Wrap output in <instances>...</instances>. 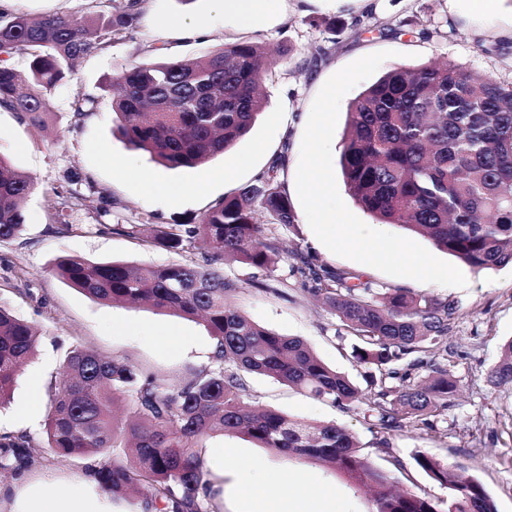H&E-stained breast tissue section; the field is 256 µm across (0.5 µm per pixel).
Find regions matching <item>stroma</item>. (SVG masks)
<instances>
[{
  "mask_svg": "<svg viewBox=\"0 0 512 512\" xmlns=\"http://www.w3.org/2000/svg\"><path fill=\"white\" fill-rule=\"evenodd\" d=\"M7 16H109L111 0H0ZM343 21L334 32L329 22ZM242 41L266 45L274 61L263 76L266 103L250 132L224 155L193 169H170L149 154L129 148L117 129L112 93L106 87L113 71L131 63L197 57ZM387 52L381 71L451 61L479 75L512 83V0H493L477 11L472 0H281L275 14L242 28L224 20L213 0H142L139 18L120 39L81 59L70 81L48 96L45 129L33 128L15 113L0 109V156L30 176L34 191L25 205L21 235L0 242V304L35 326L37 349L24 366L0 409V435L25 433L33 440L32 461L23 476L0 475V512H15L19 478L41 484L44 491L68 494L87 474V457H57L47 446L45 423L50 398L62 377V361L71 344L107 356H124L160 378L179 383L209 365L214 340L199 320L186 319L147 305L98 303L54 275L58 260L81 257L92 262L131 265L205 264L210 251L194 243L179 251L152 243L156 224H195L217 200L233 195L257 179L279 156L285 157L284 180L294 210L302 205L296 172L305 126L313 101L338 70L363 56ZM98 99L94 112L72 118L74 98ZM240 167L227 180L219 174L230 161ZM190 189L187 199L145 196L140 172ZM79 192L78 205L58 220L60 196ZM269 237L284 251L274 271L225 262V277L239 283L234 307L252 322L283 336H297L331 367L362 381L354 362L353 339L328 307L289 274V253L311 249L314 234L306 216L297 224H271L259 213ZM140 225L137 236L123 227ZM314 250V249H311ZM319 269L350 270L376 288H398L412 295L438 296L456 306L448 324V367L458 394L436 431L407 428L386 434L371 429L363 415L313 399L267 376L247 379L245 400L290 416L347 428L373 464L386 471L406 493L443 500L446 487L431 480L414 462L423 452L443 462L461 464L481 481L498 512H512V385L495 386L489 375L502 345L512 339V265L476 271L465 269L466 286L424 283L385 274L337 256L326 247L314 250ZM183 335L185 346L163 347L156 333ZM38 379L41 405L36 421H26L20 407L31 379ZM230 454L231 465L249 471L267 503L286 492L281 479L328 495L329 512H370L368 492L322 464L295 459L260 447L243 435L216 434L202 453L209 477L219 487L214 512H246L235 495L231 475L222 471L217 449Z\"/></svg>",
  "mask_w": 512,
  "mask_h": 512,
  "instance_id": "35a3bbf8",
  "label": "stroma"
}]
</instances>
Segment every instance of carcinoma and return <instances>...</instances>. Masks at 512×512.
<instances>
[{"mask_svg":"<svg viewBox=\"0 0 512 512\" xmlns=\"http://www.w3.org/2000/svg\"><path fill=\"white\" fill-rule=\"evenodd\" d=\"M140 0H125L97 24L66 16H0V108L35 126L45 124L46 95L72 76L75 61L97 53L133 27ZM32 50L27 71L13 55ZM266 49L241 42L194 59L130 64L112 74V109L122 136L169 168H194L226 153L264 107ZM93 97L72 105L79 121ZM340 167L354 202L384 224L429 238L475 270L512 263V83L475 77L463 67L431 62L396 67L350 105ZM276 158L253 182L215 203L198 224L154 230L169 248L205 238L203 267L173 263L131 266L63 259L55 274L102 303L147 302L184 317H202L214 340L211 365L172 385L121 356L104 357L80 343L67 351L64 379L54 388L46 422L49 448L59 456L125 459L89 467L107 495L139 493L136 512H208L211 482L201 449L216 432L240 433L262 448L326 464L352 483L375 489L372 512H498L481 482L461 467L418 452L416 465L448 488L435 501L388 489L389 477L335 423H308L277 411L241 405L248 375H264L362 412L386 433L434 429L456 392L441 347L456 307L446 298L413 297L375 288L347 270L319 274L310 253L292 254L290 273L320 297L355 338L353 357L369 369L361 388L324 363L302 339L280 336L242 316L228 300L238 284L216 264L235 260L260 270L279 254L256 209L291 226L297 215ZM31 177L0 156V241L24 228ZM37 332L0 304V405L22 365L34 354ZM495 385L512 384V339L492 368ZM27 434L0 436V470L21 474L30 464Z\"/></svg>","mask_w":512,"mask_h":512,"instance_id":"carcinoma-1","label":"carcinoma"}]
</instances>
